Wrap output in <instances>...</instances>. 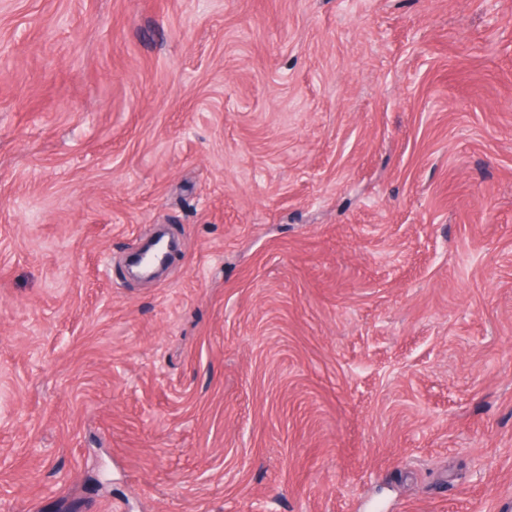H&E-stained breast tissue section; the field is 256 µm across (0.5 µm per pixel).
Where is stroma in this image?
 <instances>
[{"instance_id": "1", "label": "stroma", "mask_w": 512, "mask_h": 512, "mask_svg": "<svg viewBox=\"0 0 512 512\" xmlns=\"http://www.w3.org/2000/svg\"><path fill=\"white\" fill-rule=\"evenodd\" d=\"M0 512H512V0H0Z\"/></svg>"}]
</instances>
